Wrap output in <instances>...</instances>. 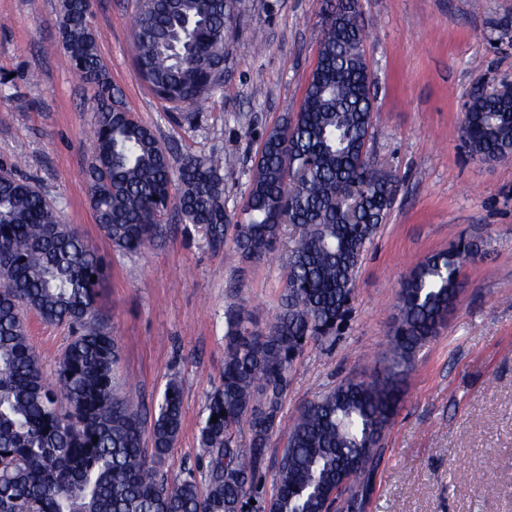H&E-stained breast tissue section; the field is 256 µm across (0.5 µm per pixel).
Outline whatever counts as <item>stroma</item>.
Here are the masks:
<instances>
[{"instance_id": "obj_1", "label": "stroma", "mask_w": 512, "mask_h": 512, "mask_svg": "<svg viewBox=\"0 0 512 512\" xmlns=\"http://www.w3.org/2000/svg\"><path fill=\"white\" fill-rule=\"evenodd\" d=\"M61 0H0V165L31 181L109 265L98 306L120 346L119 395L153 419L170 379L183 425L159 470L203 475L199 429L224 369V313L248 302L258 326L284 287L280 264L212 250L168 210L139 255L112 250L83 178L94 88L70 68L56 25ZM375 75L368 156L396 193L365 252L352 311L338 335L309 344L291 373L285 418L341 381L380 366L397 314L398 282L459 237L483 258L445 326L418 354L384 440L365 512H512V163L472 159L464 104L486 81L512 79V0H358ZM138 0H91L97 47L129 110L171 150L235 155L224 172L228 214L242 206L264 131L298 112L318 49L325 0H241L224 84L190 118H175L140 79L131 53ZM46 377L71 340L67 326L28 320Z\"/></svg>"}]
</instances>
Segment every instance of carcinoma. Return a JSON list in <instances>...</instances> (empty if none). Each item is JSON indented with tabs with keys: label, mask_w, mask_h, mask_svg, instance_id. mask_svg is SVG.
Segmentation results:
<instances>
[{
	"label": "carcinoma",
	"mask_w": 512,
	"mask_h": 512,
	"mask_svg": "<svg viewBox=\"0 0 512 512\" xmlns=\"http://www.w3.org/2000/svg\"><path fill=\"white\" fill-rule=\"evenodd\" d=\"M238 3L141 0L134 59L148 67L141 79L159 99L180 110L217 93ZM87 9L84 0H61L58 26L70 67L97 88L85 183L112 248L137 254L154 242L175 184L179 220L216 251L230 246L247 261H267L286 225L297 234L266 328L244 306L224 313V372L200 427L204 482L192 473L169 482L156 463L182 429L179 381L166 385L147 448L141 411L116 392L118 346L97 310L104 257L34 185L0 168V512H242L254 508L269 439L280 429L286 445L263 512H364L404 382L462 291L467 254L480 246L452 243L414 265L398 284L382 367L319 393L282 425L294 362L308 342L336 333L394 196L391 176L365 151L374 75L356 0H327L299 112L265 133L235 221L224 205L232 159L187 155L173 175L169 150L112 85ZM464 108L470 154L512 161V83L472 93ZM31 312L76 330L53 382L29 341Z\"/></svg>",
	"instance_id": "cac0c4a2"
}]
</instances>
